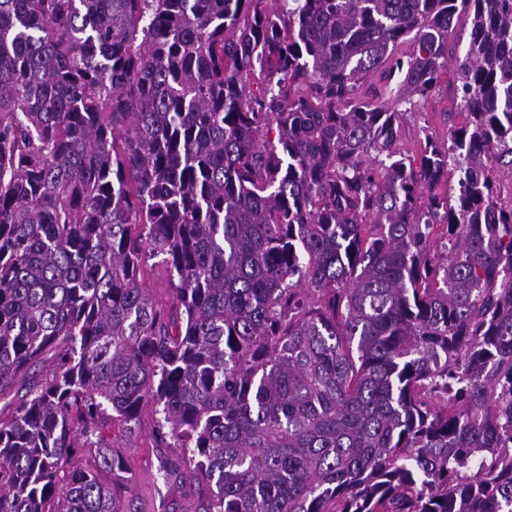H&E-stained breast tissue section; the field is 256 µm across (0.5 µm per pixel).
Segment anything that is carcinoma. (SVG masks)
Here are the masks:
<instances>
[{
  "label": "carcinoma",
  "instance_id": "1",
  "mask_svg": "<svg viewBox=\"0 0 512 512\" xmlns=\"http://www.w3.org/2000/svg\"><path fill=\"white\" fill-rule=\"evenodd\" d=\"M500 166L512 0H0V512H122L146 407L203 512H512ZM444 112H457L456 90L453 77L448 74V83L441 86L437 96L420 112L405 113L399 123V147L404 151L414 152L419 149L423 139V128L434 138L447 140L451 125L460 127L465 123L464 114H452L449 118ZM161 259L162 256H159L148 261L147 272L145 273L144 280L141 282V286L146 289L157 303L169 306L172 303L173 297L167 281L165 266L161 263Z\"/></svg>",
  "mask_w": 512,
  "mask_h": 512
}]
</instances>
